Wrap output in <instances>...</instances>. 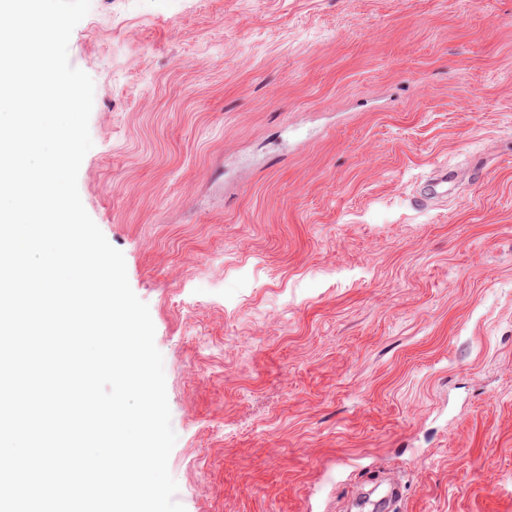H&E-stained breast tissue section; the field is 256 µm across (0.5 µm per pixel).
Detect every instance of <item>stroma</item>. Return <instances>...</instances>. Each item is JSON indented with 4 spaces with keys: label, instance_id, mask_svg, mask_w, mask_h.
I'll list each match as a JSON object with an SVG mask.
<instances>
[{
    "label": "stroma",
    "instance_id": "obj_1",
    "mask_svg": "<svg viewBox=\"0 0 512 512\" xmlns=\"http://www.w3.org/2000/svg\"><path fill=\"white\" fill-rule=\"evenodd\" d=\"M69 60L186 512H512V0H91Z\"/></svg>",
    "mask_w": 512,
    "mask_h": 512
}]
</instances>
